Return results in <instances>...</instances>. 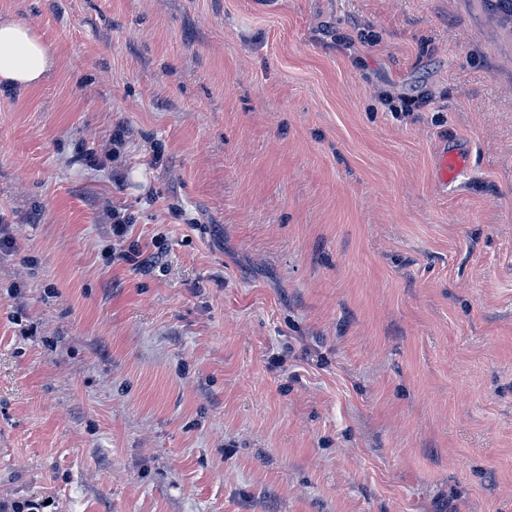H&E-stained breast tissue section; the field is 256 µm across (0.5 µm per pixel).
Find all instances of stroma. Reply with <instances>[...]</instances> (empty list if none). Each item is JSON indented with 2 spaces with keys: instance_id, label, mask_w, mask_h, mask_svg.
Masks as SVG:
<instances>
[{
  "instance_id": "35a3bbf8",
  "label": "stroma",
  "mask_w": 512,
  "mask_h": 512,
  "mask_svg": "<svg viewBox=\"0 0 512 512\" xmlns=\"http://www.w3.org/2000/svg\"><path fill=\"white\" fill-rule=\"evenodd\" d=\"M2 16L56 65L0 92V498L512 512V29L483 0ZM444 146L471 164L441 189ZM109 263L115 261H121L127 265H130L133 269H147L154 263L148 256H145V252L141 249L123 250L120 252H113L107 254Z\"/></svg>"
}]
</instances>
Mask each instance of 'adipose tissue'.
<instances>
[{
  "mask_svg": "<svg viewBox=\"0 0 512 512\" xmlns=\"http://www.w3.org/2000/svg\"><path fill=\"white\" fill-rule=\"evenodd\" d=\"M53 66L48 47L33 27L0 18V86L19 91L36 87Z\"/></svg>",
  "mask_w": 512,
  "mask_h": 512,
  "instance_id": "adipose-tissue-1",
  "label": "adipose tissue"
}]
</instances>
